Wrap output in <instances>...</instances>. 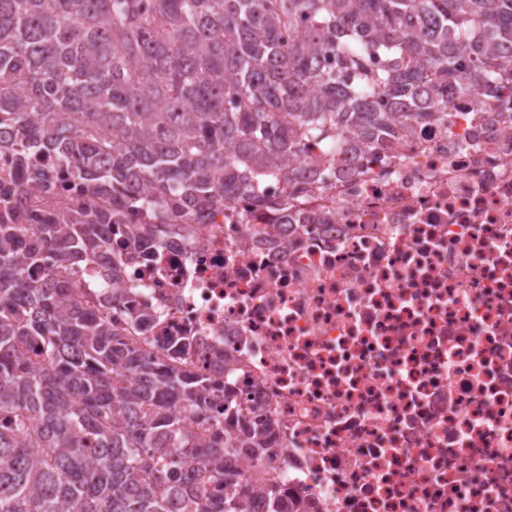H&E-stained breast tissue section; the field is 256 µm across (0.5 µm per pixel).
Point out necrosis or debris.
I'll use <instances>...</instances> for the list:
<instances>
[{"instance_id": "4bbe7bcc", "label": "necrosis or debris", "mask_w": 512, "mask_h": 512, "mask_svg": "<svg viewBox=\"0 0 512 512\" xmlns=\"http://www.w3.org/2000/svg\"><path fill=\"white\" fill-rule=\"evenodd\" d=\"M451 122L397 126L207 224L154 225L151 262L94 294L157 313L186 369L267 429L239 455L298 512H512V111L471 95Z\"/></svg>"}]
</instances>
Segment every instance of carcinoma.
<instances>
[{"mask_svg":"<svg viewBox=\"0 0 512 512\" xmlns=\"http://www.w3.org/2000/svg\"><path fill=\"white\" fill-rule=\"evenodd\" d=\"M465 93L512 97V0H0V512H245L226 459L265 431L228 396L209 430L187 342L144 357L87 268L149 255L124 210L205 224L307 145L372 149Z\"/></svg>","mask_w":512,"mask_h":512,"instance_id":"cac0c4a2","label":"carcinoma"}]
</instances>
